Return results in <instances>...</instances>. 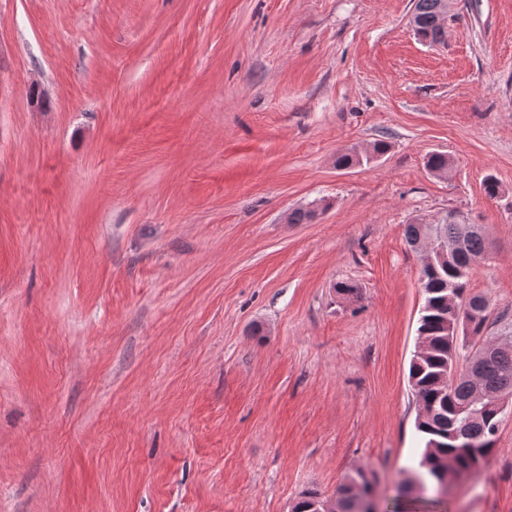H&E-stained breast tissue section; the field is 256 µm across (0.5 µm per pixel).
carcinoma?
<instances>
[{"label": "carcinoma", "instance_id": "carcinoma-1", "mask_svg": "<svg viewBox=\"0 0 512 512\" xmlns=\"http://www.w3.org/2000/svg\"><path fill=\"white\" fill-rule=\"evenodd\" d=\"M444 0H414L413 21L417 34L428 44L442 42ZM316 209L296 208L288 214L290 224H309L316 220ZM430 233L450 240L463 239V248L441 263H422L420 287L425 303L418 320V335L426 338L425 355L411 359L408 382L418 404L415 428L424 444L415 468L406 471L398 484V496L403 499H423L429 486L443 493L448 478H455L481 467L496 454L498 428L504 412L496 400L512 396V327L500 330V338L509 342L504 348L491 352L467 349L463 338L454 335L458 322L470 324V337L488 341L487 332L499 321L489 299H484V311L477 317L467 310L448 306V283L455 291L468 295L467 284L476 266L490 253L488 241L462 224L405 225L404 236L411 245ZM373 489L367 473L359 469L326 497L317 490L301 493L292 512H314L316 503L329 504L330 512H358L360 496Z\"/></svg>", "mask_w": 512, "mask_h": 512}]
</instances>
